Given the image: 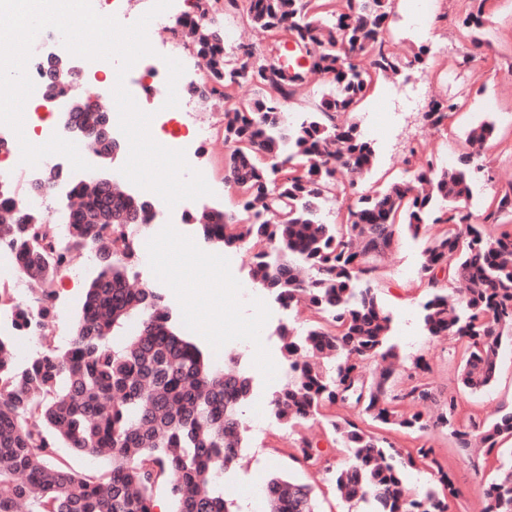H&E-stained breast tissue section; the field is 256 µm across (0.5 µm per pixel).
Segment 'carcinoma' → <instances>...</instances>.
I'll list each match as a JSON object with an SVG mask.
<instances>
[{"instance_id": "1", "label": "carcinoma", "mask_w": 512, "mask_h": 512, "mask_svg": "<svg viewBox=\"0 0 512 512\" xmlns=\"http://www.w3.org/2000/svg\"><path fill=\"white\" fill-rule=\"evenodd\" d=\"M490 0H468L458 22L473 48L485 45ZM395 0H194L193 12L173 29H189L196 53L206 60L209 97L224 102L220 133L229 147L224 185L235 210H202L196 230L204 241L253 251L252 277L284 305H304L319 320L285 345L288 381L272 395L274 417L291 428L313 422L322 408L341 404L358 410L361 422L327 421L333 442L347 452L339 466L322 464L311 440L301 438V462L324 471L341 497L364 512H448L460 496L448 469L423 439L446 433L458 447L476 444L488 455L512 437V409L491 418L459 421L457 396L437 399L428 381L425 355L411 361L401 386L391 360V318L372 286L376 262L406 233L427 238L420 276L430 290L423 329L446 336L458 355L462 389L479 393L497 377L500 355L512 344V184L495 191L479 214L469 209L472 175L483 154L464 150L453 168L429 157L423 165L410 147L405 175L374 191L359 181L372 170L374 149L355 121V111L379 79L399 76L422 61L393 49L390 18ZM240 13L272 44L292 39L322 75L326 93L304 97L307 72L286 69L271 76L266 55L252 45L228 54L224 15ZM248 84L255 97L239 100ZM301 112L285 121V105ZM467 98H442L424 113L436 128L452 126ZM468 142L484 150L496 141L494 127L470 129ZM352 175L343 183L339 174ZM71 190L86 214L112 210L110 227L76 224L71 248L112 254L100 265L82 301L72 339L48 347L21 366L9 362L12 337L0 335V512H15L21 498L28 512H153L161 489L172 512H235L225 498L224 474L238 459L245 430L242 407L251 397L245 373L226 374L172 322L162 295L130 288L126 264L133 241L125 233L147 227L141 200L117 194L103 198L77 182ZM336 198V214L323 204ZM137 209L138 222L123 216ZM438 228L432 234L430 230ZM51 226L12 224L5 238L17 253L22 274L36 278L45 302L29 311L10 304L0 291V314L16 331L49 343L47 321L54 309L52 286L67 252L50 251ZM457 305H448V292ZM385 368L369 374L367 363ZM119 401L112 402V395ZM431 403L436 412H401L407 403ZM36 419L40 426L31 427ZM402 431L421 445L395 447L376 430ZM70 454L62 455L58 448ZM89 456L111 464L83 470L73 462ZM424 467L432 481L419 494L403 487L407 470ZM485 512H512V461L479 484ZM270 512H316L311 488L288 476L267 482Z\"/></svg>"}]
</instances>
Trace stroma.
Listing matches in <instances>:
<instances>
[{"instance_id":"stroma-1","label":"stroma","mask_w":512,"mask_h":512,"mask_svg":"<svg viewBox=\"0 0 512 512\" xmlns=\"http://www.w3.org/2000/svg\"><path fill=\"white\" fill-rule=\"evenodd\" d=\"M467 0H446L432 26L430 37L416 33L414 27L398 26L393 31L394 49L409 57L419 49H426V61L407 69L404 77L380 83L356 114L359 123H366L367 114L382 101L387 93L405 96L416 86L426 88L418 108L407 113L393 129L390 139L374 141V167L363 181L364 190H372L386 181L401 176L405 170L403 159L410 146H417L421 154L416 164H423L427 155L447 159L449 153L459 152L465 145L470 126L480 120H495L501 129L512 132V0H492V31L489 36L490 61L475 55L471 44L461 38L457 19L464 13ZM463 78L473 93L464 112L457 115L448 131L431 126L424 114L432 100L457 93L455 78ZM494 98L495 112H487L486 98ZM485 169L472 182L473 209H480L486 198L497 188L512 183V154L497 150L487 151ZM425 247L423 239L403 237L396 248L378 261L376 282L379 297L391 318V341L396 345L401 360L398 370H405L414 355L425 354L432 366L430 379L439 398L457 394L461 408L483 418L494 417L500 407L512 405V347H505L500 358L499 372L491 388L470 394L462 391L457 380V361L447 337L425 335L420 324V312L429 298L424 280L418 274ZM71 261L78 275L73 284L60 286L57 300L46 328L47 335L69 340L74 334L84 292L98 274L100 267L93 252L73 251ZM130 280L160 289L166 304L180 311L179 294L183 287L180 278L166 273V257L158 255L154 265L131 260L127 264ZM214 335L197 337V344L211 351L222 348L224 368L251 371L259 348L243 349L233 337L224 335L223 322L213 325ZM356 419V412L340 406L323 408L316 422L296 428L278 423L273 416H262L253 405L244 408L246 429L245 446L233 473L234 478L252 481L255 492L261 493L269 478L285 473L312 487L318 512H350L349 505L327 482L323 471L300 464L299 443L302 436H312L318 452L328 464L343 463L347 455L332 441L326 424L330 417ZM429 443L436 457L453 474L461 496L452 505V512H468L470 502L478 499L477 484L481 478L492 477L498 466L496 457L484 459L475 466L472 452L457 447L454 440L442 433L431 434Z\"/></svg>"}]
</instances>
